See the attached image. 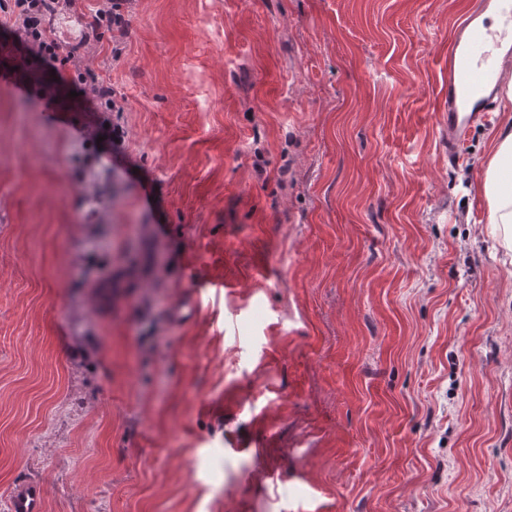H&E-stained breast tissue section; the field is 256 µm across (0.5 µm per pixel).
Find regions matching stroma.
<instances>
[{
    "label": "stroma",
    "mask_w": 512,
    "mask_h": 512,
    "mask_svg": "<svg viewBox=\"0 0 512 512\" xmlns=\"http://www.w3.org/2000/svg\"><path fill=\"white\" fill-rule=\"evenodd\" d=\"M469 3L53 19L74 117L0 83V512L27 478L43 512H512L505 97L448 163ZM481 192L486 202L488 234L506 252H512V123L495 138L494 150L484 170Z\"/></svg>",
    "instance_id": "stroma-1"
}]
</instances>
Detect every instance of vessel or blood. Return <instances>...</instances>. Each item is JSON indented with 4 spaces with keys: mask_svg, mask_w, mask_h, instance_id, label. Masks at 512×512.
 I'll use <instances>...</instances> for the list:
<instances>
[{
    "mask_svg": "<svg viewBox=\"0 0 512 512\" xmlns=\"http://www.w3.org/2000/svg\"><path fill=\"white\" fill-rule=\"evenodd\" d=\"M483 9L501 16L498 28L465 13L448 47V162H460L468 130L494 103L495 88L512 63V0H483ZM43 488L23 481L10 496L11 512H43Z\"/></svg>",
    "mask_w": 512,
    "mask_h": 512,
    "instance_id": "obj_1",
    "label": "vessel or blood"
}]
</instances>
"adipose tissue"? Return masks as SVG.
<instances>
[{
  "label": "adipose tissue",
  "instance_id": "obj_1",
  "mask_svg": "<svg viewBox=\"0 0 512 512\" xmlns=\"http://www.w3.org/2000/svg\"><path fill=\"white\" fill-rule=\"evenodd\" d=\"M481 192L486 202L487 230L506 252H512V123L498 132L484 170Z\"/></svg>",
  "mask_w": 512,
  "mask_h": 512
}]
</instances>
